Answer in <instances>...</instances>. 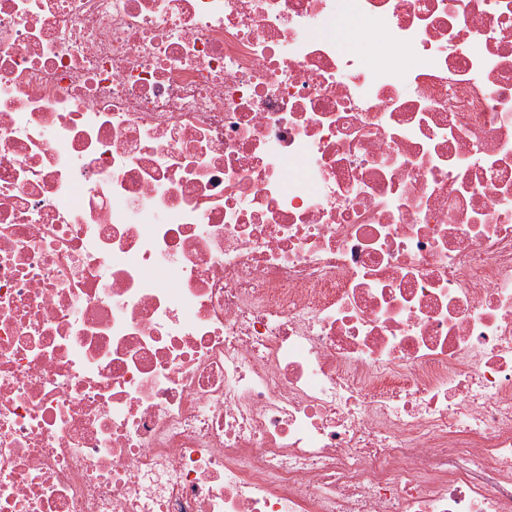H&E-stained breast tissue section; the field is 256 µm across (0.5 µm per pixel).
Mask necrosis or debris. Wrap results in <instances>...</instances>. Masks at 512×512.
<instances>
[{
    "label": "necrosis or debris",
    "instance_id": "necrosis-or-debris-1",
    "mask_svg": "<svg viewBox=\"0 0 512 512\" xmlns=\"http://www.w3.org/2000/svg\"><path fill=\"white\" fill-rule=\"evenodd\" d=\"M0 512H512V0H0Z\"/></svg>",
    "mask_w": 512,
    "mask_h": 512
}]
</instances>
